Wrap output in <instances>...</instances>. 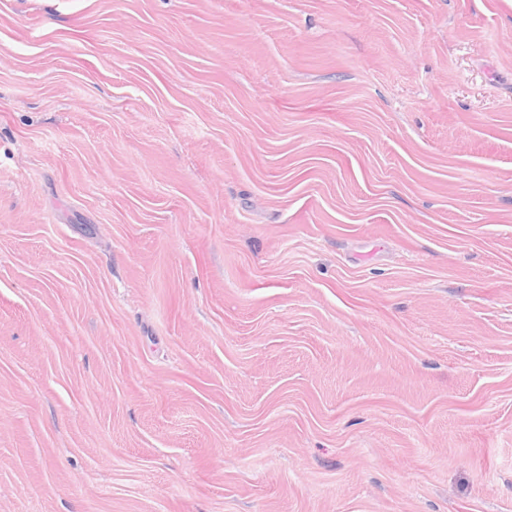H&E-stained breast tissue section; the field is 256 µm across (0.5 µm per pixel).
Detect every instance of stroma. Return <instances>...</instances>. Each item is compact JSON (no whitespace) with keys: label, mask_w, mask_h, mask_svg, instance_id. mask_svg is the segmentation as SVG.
I'll list each match as a JSON object with an SVG mask.
<instances>
[{"label":"stroma","mask_w":512,"mask_h":512,"mask_svg":"<svg viewBox=\"0 0 512 512\" xmlns=\"http://www.w3.org/2000/svg\"><path fill=\"white\" fill-rule=\"evenodd\" d=\"M0 512H512V0H0Z\"/></svg>","instance_id":"1"}]
</instances>
